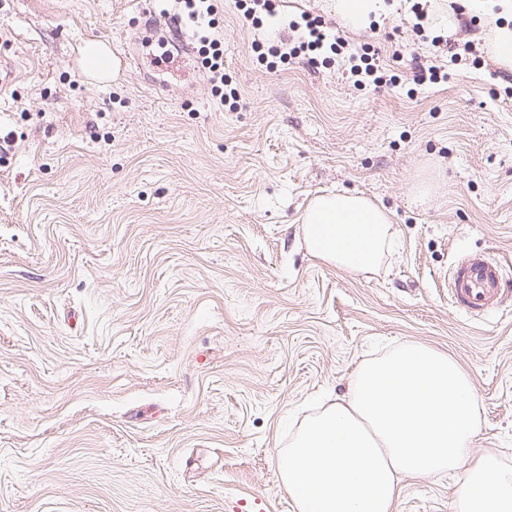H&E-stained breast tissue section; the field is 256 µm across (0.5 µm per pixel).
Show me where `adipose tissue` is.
<instances>
[{
	"mask_svg": "<svg viewBox=\"0 0 512 512\" xmlns=\"http://www.w3.org/2000/svg\"><path fill=\"white\" fill-rule=\"evenodd\" d=\"M303 223L308 251L346 272L376 271L394 245L390 215L363 196L317 197ZM479 429L469 375L447 353L403 342L361 362L276 466L295 512H394L404 475L455 477V512H512V467L474 448Z\"/></svg>",
	"mask_w": 512,
	"mask_h": 512,
	"instance_id": "obj_1",
	"label": "adipose tissue"
}]
</instances>
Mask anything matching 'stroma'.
<instances>
[{
    "instance_id": "obj_1",
    "label": "stroma",
    "mask_w": 512,
    "mask_h": 512,
    "mask_svg": "<svg viewBox=\"0 0 512 512\" xmlns=\"http://www.w3.org/2000/svg\"><path fill=\"white\" fill-rule=\"evenodd\" d=\"M414 2L348 37L400 44L411 66ZM477 3L452 17L427 0L434 34L484 44L497 19ZM216 5L234 112L192 48L149 54L173 0H0V512H293L275 464L291 417L404 341L467 371L475 445L512 466V297L478 320L448 302L468 251L512 280V71L359 90L337 62L267 69L251 48L267 31ZM336 192L390 213L378 272L307 252L304 209ZM453 497L406 476L395 512ZM86 58L89 71L98 76L111 77L112 75V55L105 44L94 42L86 46ZM94 61V64H89Z\"/></svg>"
}]
</instances>
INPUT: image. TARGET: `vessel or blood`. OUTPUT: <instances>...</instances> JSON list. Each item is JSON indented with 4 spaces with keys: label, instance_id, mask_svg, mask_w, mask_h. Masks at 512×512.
Wrapping results in <instances>:
<instances>
[{
    "label": "vessel or blood",
    "instance_id": "1",
    "mask_svg": "<svg viewBox=\"0 0 512 512\" xmlns=\"http://www.w3.org/2000/svg\"><path fill=\"white\" fill-rule=\"evenodd\" d=\"M509 295L512 290L505 286L503 264L490 254L463 255L450 269L448 301L469 317H483Z\"/></svg>",
    "mask_w": 512,
    "mask_h": 512
}]
</instances>
